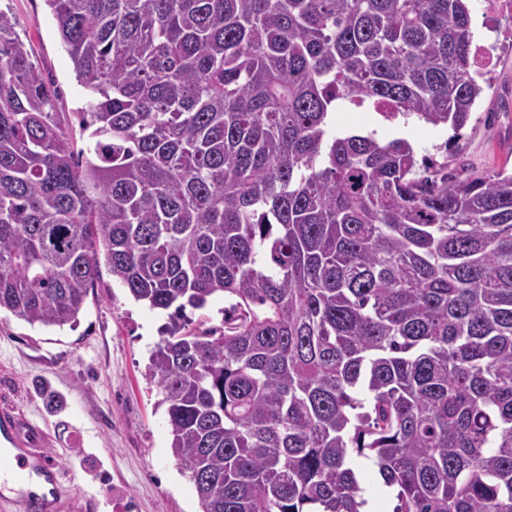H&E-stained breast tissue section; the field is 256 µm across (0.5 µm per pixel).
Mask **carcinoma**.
I'll return each mask as SVG.
<instances>
[{
    "label": "carcinoma",
    "instance_id": "obj_1",
    "mask_svg": "<svg viewBox=\"0 0 512 512\" xmlns=\"http://www.w3.org/2000/svg\"><path fill=\"white\" fill-rule=\"evenodd\" d=\"M86 147L0 10V310L77 321L99 254L169 312L148 376L201 512H512V173L337 131L459 135L470 0H46ZM224 296V326L185 310ZM336 128L339 130L376 131L382 139L404 137L416 147L417 158L430 156L442 162L445 157L444 144L453 132L444 127H434L416 119L403 120L394 126H381L378 116L372 110H343L336 112ZM442 147V149H439ZM359 469L364 496L371 500L373 512H393L397 505L395 494L392 488L385 486L372 462L361 458Z\"/></svg>",
    "mask_w": 512,
    "mask_h": 512
}]
</instances>
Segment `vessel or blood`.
Instances as JSON below:
<instances>
[{
	"instance_id": "1",
	"label": "vessel or blood",
	"mask_w": 512,
	"mask_h": 512,
	"mask_svg": "<svg viewBox=\"0 0 512 512\" xmlns=\"http://www.w3.org/2000/svg\"><path fill=\"white\" fill-rule=\"evenodd\" d=\"M63 492V473L43 451L29 447L13 411L0 412V505L24 512H53Z\"/></svg>"
}]
</instances>
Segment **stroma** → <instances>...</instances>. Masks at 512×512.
<instances>
[{
  "label": "stroma",
  "instance_id": "1",
  "mask_svg": "<svg viewBox=\"0 0 512 512\" xmlns=\"http://www.w3.org/2000/svg\"><path fill=\"white\" fill-rule=\"evenodd\" d=\"M481 2H470L471 27L494 66L459 138L415 119L382 126L370 110L338 112L337 129L407 138L418 156L447 160L455 174L511 172L512 20L487 26ZM0 9L57 87L62 120L76 146H84L80 113L89 97L45 0H0ZM168 321L167 312L135 301L105 267L75 324L32 325L0 311V410H16L48 433V442L31 445L45 449L74 489L58 512H201L192 481L171 454L161 393L146 376Z\"/></svg>",
  "mask_w": 512,
  "mask_h": 512
}]
</instances>
